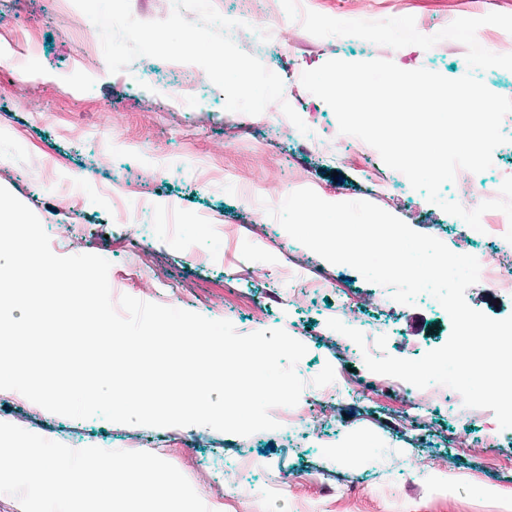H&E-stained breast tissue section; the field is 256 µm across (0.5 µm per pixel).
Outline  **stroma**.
Here are the masks:
<instances>
[{
	"label": "stroma",
	"mask_w": 512,
	"mask_h": 512,
	"mask_svg": "<svg viewBox=\"0 0 512 512\" xmlns=\"http://www.w3.org/2000/svg\"><path fill=\"white\" fill-rule=\"evenodd\" d=\"M213 4L227 18L252 19L231 36L282 79L309 134L227 111L223 91L199 81L193 64L152 57L148 68L109 72L93 23L70 0H0V186L36 214L53 253L107 259L118 295L225 319L241 334L281 328L302 342L299 403L314 423L246 437L123 425L54 414L12 390H0V422L71 448L157 449L210 512H416L424 492L487 505L512 499V428L446 386L414 394L369 371L327 325L337 303L353 298L354 328L389 323L387 354L415 360L447 342L443 307L424 293L390 311L388 288L327 262L267 213L309 188L327 201L373 203L454 252L466 242L512 254V243L475 235L409 182L375 190L392 169L363 140H343L332 108L301 82L331 59H383L449 79L470 73L512 98V52H492L512 40V0H360L353 11L331 0L312 28L270 0ZM457 15L473 27L452 29ZM370 31L378 43L365 41ZM317 280L323 289L290 296ZM465 299L491 318L512 316V294L483 283ZM258 300L267 303L259 325L250 317ZM324 381L340 382L342 393L321 398ZM244 455L253 470L228 490L224 467Z\"/></svg>",
	"instance_id": "stroma-1"
}]
</instances>
